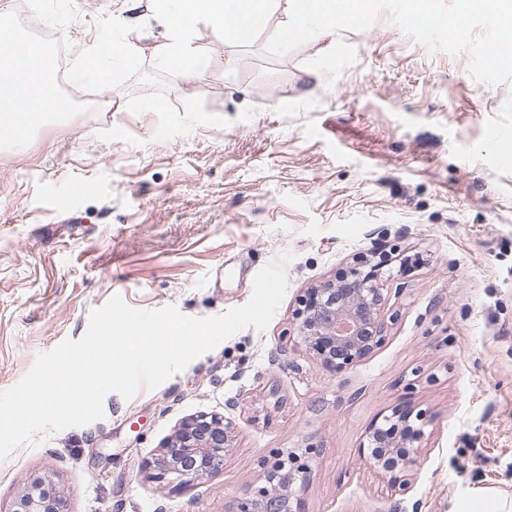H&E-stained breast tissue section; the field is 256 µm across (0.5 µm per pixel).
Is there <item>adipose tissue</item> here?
I'll use <instances>...</instances> for the list:
<instances>
[{
    "label": "adipose tissue",
    "mask_w": 512,
    "mask_h": 512,
    "mask_svg": "<svg viewBox=\"0 0 512 512\" xmlns=\"http://www.w3.org/2000/svg\"><path fill=\"white\" fill-rule=\"evenodd\" d=\"M132 9L160 16L164 32L148 45L112 43L114 60L129 62L150 55L158 65L177 69L184 78L200 76L198 53L191 32L197 24L210 27L224 43L240 41L262 30L270 16L281 13L289 33L300 36L320 31L335 34L338 16L350 10L360 18L368 0H314L306 9L303 0H130ZM481 10L499 21L497 40L512 43V0H457L449 26L462 24L469 13ZM55 70L48 50L40 44L28 46L23 53L9 46L0 47V140H23L35 123L49 113L68 111L69 102L57 93Z\"/></svg>",
    "instance_id": "ef3b65f1"
}]
</instances>
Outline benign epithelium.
Returning <instances> with one entry per match:
<instances>
[{
    "instance_id": "7a95c632",
    "label": "benign epithelium",
    "mask_w": 512,
    "mask_h": 512,
    "mask_svg": "<svg viewBox=\"0 0 512 512\" xmlns=\"http://www.w3.org/2000/svg\"><path fill=\"white\" fill-rule=\"evenodd\" d=\"M400 261L399 271L408 275L420 257H399L395 247L381 245L354 255L336 268L333 277L306 289L297 299L287 343L294 340L326 373L338 376L380 348L386 341L388 321L382 281L383 268ZM432 421L408 396L391 408V414L374 419L358 457L368 467L380 470L399 495L407 494L420 466L419 448L424 428ZM237 427L234 420L216 413H199L183 419L160 445L156 457L145 461L150 477L175 483V488L193 484L219 473L224 456L233 448ZM309 445L307 460L274 451L260 461L261 482L249 486L228 501L225 512H307L301 489L311 475L309 460L318 455ZM4 512H70L69 501L49 474H31Z\"/></svg>"
}]
</instances>
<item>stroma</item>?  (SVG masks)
Masks as SVG:
<instances>
[{
    "label": "stroma",
    "mask_w": 512,
    "mask_h": 512,
    "mask_svg": "<svg viewBox=\"0 0 512 512\" xmlns=\"http://www.w3.org/2000/svg\"><path fill=\"white\" fill-rule=\"evenodd\" d=\"M24 2L19 32L57 37L56 88L73 109L0 142V392L82 338L113 296L220 315L279 262L288 289L266 330L0 459V503L47 473L71 512H225L271 450L310 444L308 512H475L486 494L512 498V66L486 62L482 14L433 41L402 0H372L335 37L285 49L278 13L226 45L200 24V78L102 49L100 82L77 57L151 42L158 19L127 23V0ZM381 239L425 259L409 277L383 274L398 317L381 348L336 377L296 351L273 364L297 295ZM406 393L434 420L400 496L357 452ZM231 401L239 432L221 472L178 491L148 478L144 460L180 420Z\"/></svg>",
    "instance_id": "obj_1"
}]
</instances>
